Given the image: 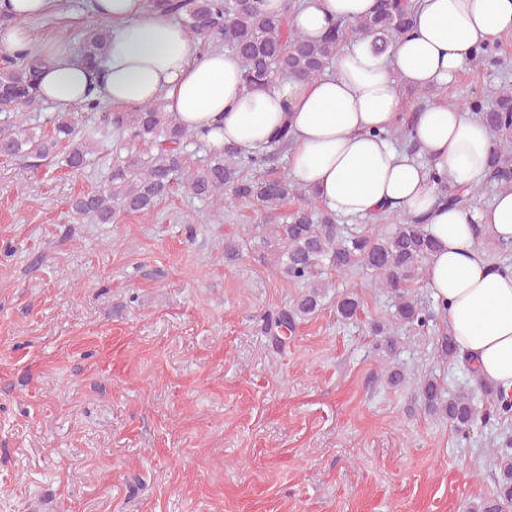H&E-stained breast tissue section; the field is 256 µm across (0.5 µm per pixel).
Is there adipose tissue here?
Segmentation results:
<instances>
[{
  "label": "adipose tissue",
  "mask_w": 512,
  "mask_h": 512,
  "mask_svg": "<svg viewBox=\"0 0 512 512\" xmlns=\"http://www.w3.org/2000/svg\"><path fill=\"white\" fill-rule=\"evenodd\" d=\"M289 25L309 40L332 22L370 16L376 0H300ZM54 0H6L12 24L0 27V57L44 56L39 97L80 107L101 101L119 111L160 104L173 123L208 151L242 157L268 148L288 129V176L336 216L369 221L383 214L421 216L437 249L425 288L476 376L512 394V266L488 261L480 240H512V188L490 203L448 207L440 183L473 188L487 178L488 128L448 100L414 116L409 145L393 137L401 87L448 86L477 49L512 35V0H418L410 31L382 55L368 41L346 43L330 72L316 79L276 78L246 86L231 51H200L181 24L145 0H96L112 26L102 73L57 38L35 40L27 24Z\"/></svg>",
  "instance_id": "ef3b65f1"
}]
</instances>
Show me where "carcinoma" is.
<instances>
[{"instance_id": "1", "label": "carcinoma", "mask_w": 512, "mask_h": 512, "mask_svg": "<svg viewBox=\"0 0 512 512\" xmlns=\"http://www.w3.org/2000/svg\"><path fill=\"white\" fill-rule=\"evenodd\" d=\"M150 6L178 20L187 34L205 47L225 42L241 58L244 80L248 85L263 84L274 77L316 78L331 67L339 47L365 37L372 38V49L380 54L394 39L409 29L414 3L411 0H378L374 13L364 19L339 21L326 38L318 42L305 39L288 27V13L296 0H286L284 12L260 11L255 0H150ZM111 28L103 20L83 38L80 54L88 62L101 64L110 43ZM498 45L482 46L475 54L477 68L509 66L499 56ZM41 59L28 54L0 63V114L10 123L0 129V157L23 161L31 167L57 156L64 148L65 166L73 171L90 164L92 140L86 135L113 131L128 144L156 142V152L147 158L129 151L117 161L105 181L96 189L78 194L72 209L78 215H92L100 224H110L119 213L146 216L173 187L214 205L224 204L225 195L253 200L266 211L279 209L289 199L299 205L283 224H258V237L270 266L286 282L302 288L293 303L270 311L264 317V333L271 346L282 351L297 326L321 311L333 283L328 272L349 275L365 271L374 286L394 298L393 320L371 324L376 337L375 350L391 358L399 350L400 337L394 327H405L425 336L436 322L434 301L413 291L423 278L425 263L434 251L433 240L417 221H404L390 229L362 226L354 234H344L336 224V215L324 209L310 194L300 190L286 176L263 172L271 155L243 158L227 147L214 154L203 167L195 168L187 156V137L175 126L158 104H146L130 112H110L104 116V128L84 131L78 137L75 118L68 112H56L48 118L51 133L26 125L25 114L42 107L37 94ZM495 107L487 109L481 100L467 103L468 108L505 146L494 148L490 156L488 182L512 187V88L495 92ZM450 206H466L477 199L482 187L464 194L444 187ZM337 320L358 321L363 305L359 294L347 289L336 294ZM436 348L442 359L457 358V348L449 333L437 337ZM483 395L495 412L478 411L476 400ZM418 395L428 414L448 421L466 434L495 425L512 412V402L489 383L476 381V387L448 400L443 398L438 379L431 375L420 381ZM489 448L500 460L494 495L474 506V512H506L512 508V438L490 441Z\"/></svg>"}]
</instances>
